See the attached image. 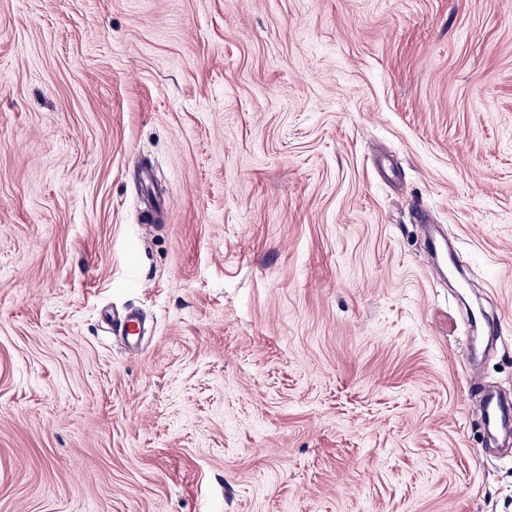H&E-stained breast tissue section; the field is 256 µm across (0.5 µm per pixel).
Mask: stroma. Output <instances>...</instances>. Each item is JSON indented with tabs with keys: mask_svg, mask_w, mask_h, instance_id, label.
<instances>
[{
	"mask_svg": "<svg viewBox=\"0 0 512 512\" xmlns=\"http://www.w3.org/2000/svg\"><path fill=\"white\" fill-rule=\"evenodd\" d=\"M477 296L512 0H0V512H512ZM414 222L421 237H423L427 243V253L430 262L435 266L439 258H444V256L448 254L446 243L435 237V226L426 211L417 210Z\"/></svg>",
	"mask_w": 512,
	"mask_h": 512,
	"instance_id": "1",
	"label": "stroma"
}]
</instances>
